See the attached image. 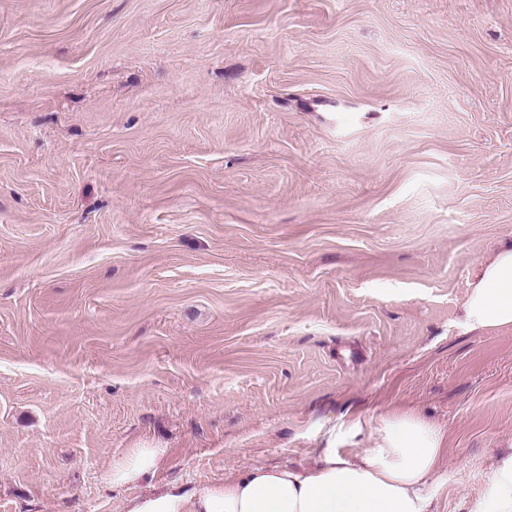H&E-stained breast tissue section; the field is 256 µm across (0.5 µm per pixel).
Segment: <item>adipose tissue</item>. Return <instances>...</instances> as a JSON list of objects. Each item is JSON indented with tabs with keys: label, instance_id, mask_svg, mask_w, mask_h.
<instances>
[{
	"label": "adipose tissue",
	"instance_id": "obj_1",
	"mask_svg": "<svg viewBox=\"0 0 512 512\" xmlns=\"http://www.w3.org/2000/svg\"><path fill=\"white\" fill-rule=\"evenodd\" d=\"M470 331H512V243L481 264L462 305ZM446 454L441 428L412 413L385 420L373 447L355 459L324 456L310 466L254 464L237 476L193 490L171 486L127 500L125 512H434L431 481ZM165 449L132 448L113 460L115 487L157 471ZM473 512H512V451L490 468Z\"/></svg>",
	"mask_w": 512,
	"mask_h": 512
}]
</instances>
